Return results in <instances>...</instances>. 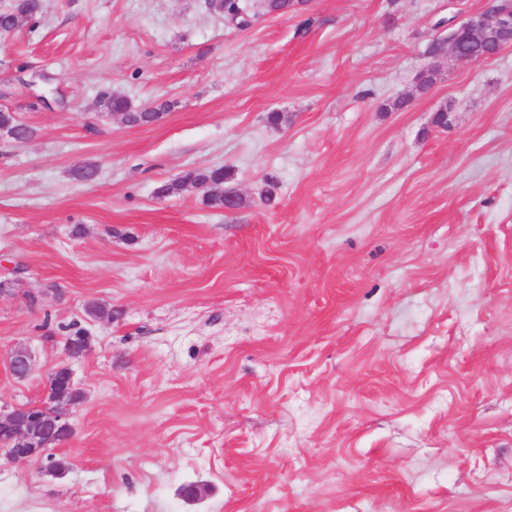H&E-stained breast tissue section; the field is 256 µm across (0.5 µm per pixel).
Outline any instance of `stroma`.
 Instances as JSON below:
<instances>
[{"label":"stroma","mask_w":512,"mask_h":512,"mask_svg":"<svg viewBox=\"0 0 512 512\" xmlns=\"http://www.w3.org/2000/svg\"><path fill=\"white\" fill-rule=\"evenodd\" d=\"M485 3L240 28L205 0H44L0 33V108L35 131H0V402L40 403L91 338L72 440L0 459V512H512V46L429 52ZM105 88L168 110L126 125ZM204 167L239 207L158 195ZM6 360L10 372L18 379L28 377L34 369L33 355L26 348L12 350L8 353Z\"/></svg>","instance_id":"stroma-1"}]
</instances>
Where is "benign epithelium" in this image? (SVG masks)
Masks as SVG:
<instances>
[{
    "label": "benign epithelium",
    "instance_id": "7a95c632",
    "mask_svg": "<svg viewBox=\"0 0 512 512\" xmlns=\"http://www.w3.org/2000/svg\"><path fill=\"white\" fill-rule=\"evenodd\" d=\"M492 5L448 33L443 40L442 54L457 61L490 60L509 46H512V0H491ZM463 40L487 41L486 52L479 56H466L459 52L458 45ZM89 338L82 335L67 337L65 350L68 356L77 357L87 350ZM7 365L18 379L28 377L34 369V358L26 348H17L8 353ZM76 401L69 389L64 387L53 401V420L47 422L39 408L25 404L0 403V431L10 436L13 445L3 458L11 464H26L42 456L39 449L48 447L45 438L54 432H67L72 437L73 427L70 417Z\"/></svg>",
    "mask_w": 512,
    "mask_h": 512
}]
</instances>
